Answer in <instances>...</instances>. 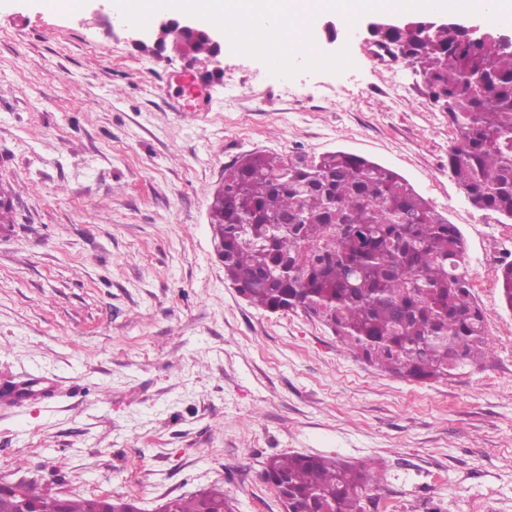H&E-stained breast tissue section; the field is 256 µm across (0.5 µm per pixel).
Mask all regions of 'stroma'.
I'll return each instance as SVG.
<instances>
[{"mask_svg": "<svg viewBox=\"0 0 512 512\" xmlns=\"http://www.w3.org/2000/svg\"><path fill=\"white\" fill-rule=\"evenodd\" d=\"M340 16L339 74L280 85L224 51L187 95L184 55L134 47L111 0L44 12L0 0V391L28 376L56 396L0 399V477L143 512L219 485L235 512H285L266 458L328 455L381 471L365 512H512V309L500 266L512 222L448 172V121L411 68L397 77ZM406 84L394 97L393 80ZM266 151H344L389 167L461 231L494 348L450 380L410 382L355 358L303 312L250 306L225 281L208 192Z\"/></svg>", "mask_w": 512, "mask_h": 512, "instance_id": "stroma-1", "label": "stroma"}]
</instances>
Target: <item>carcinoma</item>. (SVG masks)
I'll return each mask as SVG.
<instances>
[{"label": "carcinoma", "instance_id": "cac0c4a2", "mask_svg": "<svg viewBox=\"0 0 512 512\" xmlns=\"http://www.w3.org/2000/svg\"><path fill=\"white\" fill-rule=\"evenodd\" d=\"M372 36L420 78L455 133L448 172L479 208L512 221V35L448 15L378 19ZM209 224L224 242V277L269 312H304L358 359L410 382L449 379L493 349L465 272L458 227L402 176L344 151L320 156L253 152L224 167ZM288 223H281L282 219ZM512 308V263L500 269ZM263 480L286 512H364L381 476L324 455L269 458ZM25 495L57 512L58 495ZM97 497L66 512H98ZM156 512H232L221 488L177 497Z\"/></svg>", "mask_w": 512, "mask_h": 512}]
</instances>
